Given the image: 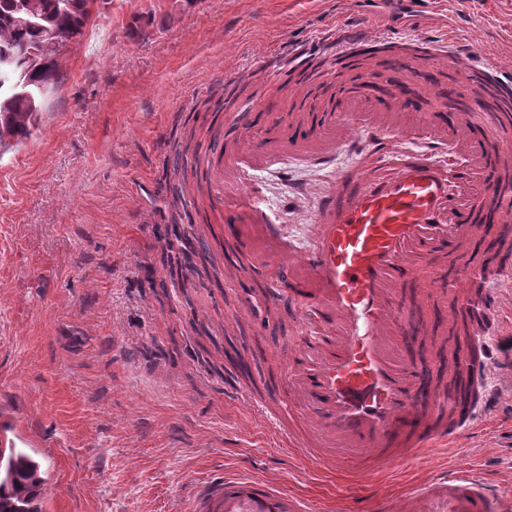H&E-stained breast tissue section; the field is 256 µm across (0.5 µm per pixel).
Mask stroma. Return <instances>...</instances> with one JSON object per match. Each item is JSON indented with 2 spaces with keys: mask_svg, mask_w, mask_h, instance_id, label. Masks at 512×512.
<instances>
[{
  "mask_svg": "<svg viewBox=\"0 0 512 512\" xmlns=\"http://www.w3.org/2000/svg\"><path fill=\"white\" fill-rule=\"evenodd\" d=\"M341 23L399 39L446 28L512 66V0H98L30 136L0 148V441H27L44 512H194L195 487L227 472L304 496L315 512H391L457 470L512 482V360L496 370V410L365 481L302 461L271 421L224 401L221 348L259 345L251 361L268 374L289 345L290 301L225 304L240 288L231 278L192 298L149 287L172 245L181 113L239 70L285 114L336 101L342 79L287 96L257 69ZM351 164L293 161L258 181L299 236L314 192ZM191 320L231 328L214 333L212 365L195 356Z\"/></svg>",
  "mask_w": 512,
  "mask_h": 512,
  "instance_id": "obj_1",
  "label": "stroma"
}]
</instances>
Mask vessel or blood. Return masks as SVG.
<instances>
[{"label": "vessel or blood", "mask_w": 512, "mask_h": 512, "mask_svg": "<svg viewBox=\"0 0 512 512\" xmlns=\"http://www.w3.org/2000/svg\"><path fill=\"white\" fill-rule=\"evenodd\" d=\"M382 35L347 24L323 31L315 42L333 47L334 60H348ZM433 62L464 67L466 79L491 78L512 91V69L490 63L456 39L438 34L422 40ZM478 101L451 122L420 123L405 107V93L343 89L335 105L311 121V140L280 139L257 149L229 145L204 164L209 208L193 216L202 224L224 215V237L251 245L261 240L277 262L278 279L300 308V332L288 351L287 372L268 374L258 387L224 377V400L247 402L276 423L284 447L315 464H335L338 449L349 451L362 476L381 472L434 443H454L460 432L495 407V336L505 325L495 292L481 281L469 255L456 254L448 298L461 312H477L482 329L475 358L458 370L477 387L464 417L449 421L429 399L419 366L407 354L411 323L401 306L403 286L430 277L433 259L462 244L487 212L512 222V196L503 168L512 160V102L503 101L480 139L467 130L468 117H481ZM427 151L446 145L463 169L448 179L430 160L388 175L370 174L335 184L315 200L312 240L285 233L281 219L254 184L258 170L287 171L290 161H332L355 156L369 145L387 150L400 140ZM448 512H497L498 486L465 471L454 472L444 489ZM196 512H309L300 497L277 486L235 475L212 478L194 494Z\"/></svg>", "instance_id": "b4317fda"}]
</instances>
